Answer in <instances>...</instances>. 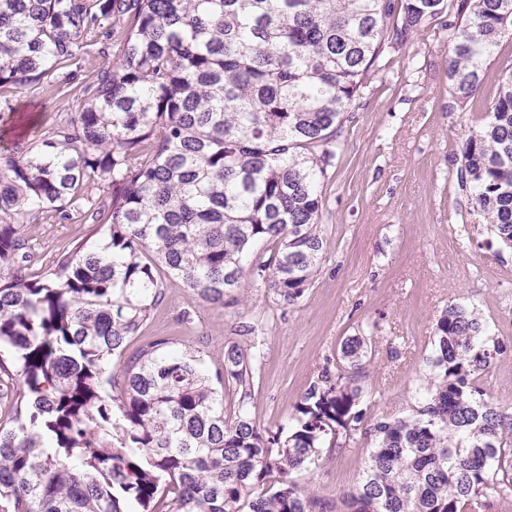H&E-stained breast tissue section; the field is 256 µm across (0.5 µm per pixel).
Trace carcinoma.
<instances>
[{
    "label": "carcinoma",
    "mask_w": 512,
    "mask_h": 512,
    "mask_svg": "<svg viewBox=\"0 0 512 512\" xmlns=\"http://www.w3.org/2000/svg\"><path fill=\"white\" fill-rule=\"evenodd\" d=\"M449 13L448 85L462 107L512 31V0H0V87H24L116 38L78 112L21 156H0V512H476L512 499V412L479 377L501 352L476 309L439 315L416 414L381 417L356 492L335 503L297 475L356 431L366 339L341 344L286 426L262 430L218 387L248 392L258 354L151 341L107 374L163 298L159 272L224 303L250 277L301 298L326 251L320 184L363 77ZM512 248V72L457 170ZM107 223L44 268L26 224L66 217L85 184Z\"/></svg>",
    "instance_id": "1"
}]
</instances>
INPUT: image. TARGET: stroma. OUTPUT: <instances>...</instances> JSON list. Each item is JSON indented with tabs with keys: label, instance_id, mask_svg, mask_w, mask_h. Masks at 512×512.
Here are the masks:
<instances>
[{
	"label": "stroma",
	"instance_id": "stroma-1",
	"mask_svg": "<svg viewBox=\"0 0 512 512\" xmlns=\"http://www.w3.org/2000/svg\"><path fill=\"white\" fill-rule=\"evenodd\" d=\"M487 62V80L466 107L450 108L448 33L439 23L389 51L386 76L368 75L346 113L336 162L324 178L321 225L327 250L304 295L285 303L265 285L247 283L238 300L214 304L190 294L181 280L164 281L165 295L127 353L166 340L202 351L217 366L233 344L260 354L250 394L228 383L224 408L245 406L256 423H287L325 360L352 336L372 340L360 374L363 426L381 415L414 414L417 391L430 379L431 340L448 306L477 309L502 343L480 387L512 409V249L492 244L483 218L457 181L462 151L489 115L497 82L512 65V38ZM111 54L94 53L72 66L71 84L56 76L0 88V155L19 154L65 112L81 107L79 90L96 82ZM94 224L79 209L67 220L46 213L26 236L40 265ZM256 331L245 334V326ZM371 452L356 436L340 451L323 453L298 480L335 498L354 490Z\"/></svg>",
	"mask_w": 512,
	"mask_h": 512
}]
</instances>
